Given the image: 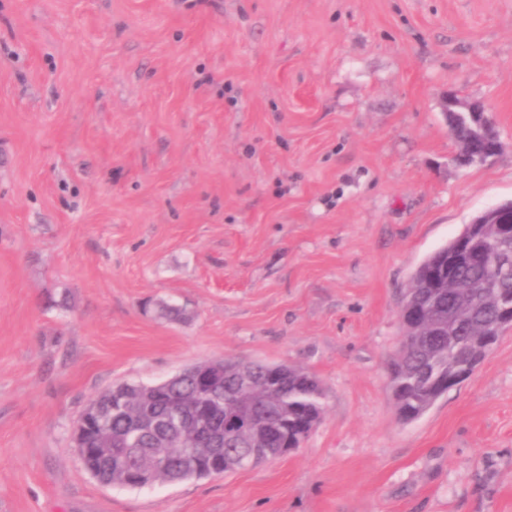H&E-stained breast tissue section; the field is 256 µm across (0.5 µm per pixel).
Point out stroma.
Returning a JSON list of instances; mask_svg holds the SVG:
<instances>
[{
	"label": "stroma",
	"mask_w": 512,
	"mask_h": 512,
	"mask_svg": "<svg viewBox=\"0 0 512 512\" xmlns=\"http://www.w3.org/2000/svg\"><path fill=\"white\" fill-rule=\"evenodd\" d=\"M510 200L512 0H0V512H512V330L415 421L387 377L416 267ZM224 357L319 379L301 448L84 471L99 391ZM444 116L449 125H455L461 121H471L481 128L485 121L483 107L475 102L467 101L457 95L448 96Z\"/></svg>",
	"instance_id": "obj_1"
}]
</instances>
